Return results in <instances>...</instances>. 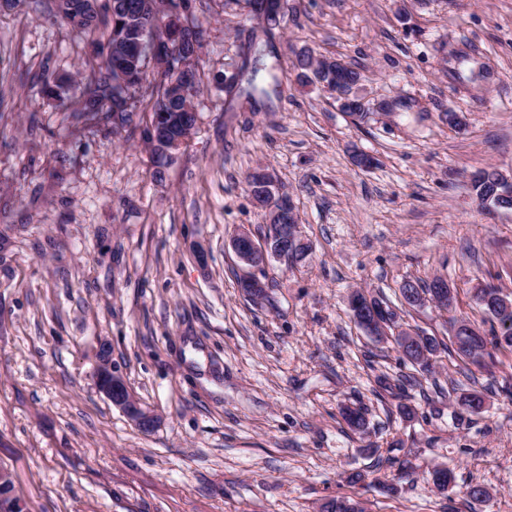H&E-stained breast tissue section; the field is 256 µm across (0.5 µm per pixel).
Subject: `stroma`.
<instances>
[{"label":"stroma","mask_w":512,"mask_h":512,"mask_svg":"<svg viewBox=\"0 0 512 512\" xmlns=\"http://www.w3.org/2000/svg\"><path fill=\"white\" fill-rule=\"evenodd\" d=\"M51 2L0 9V466L25 512H322L336 497L512 512V354L486 371L442 351L423 371L366 336L347 300L383 297L401 329L444 342L445 316L405 306L404 281L446 277L483 331L476 288L512 293V212L470 186L483 169L512 177V0H284L268 32L244 0H191L198 118L160 175L141 135L41 95L43 76L77 77L95 50ZM252 41L278 79L254 110L234 88ZM303 50L363 74L364 117L301 84ZM461 54L481 80L463 81ZM357 152L376 166L356 167ZM259 166L313 251L271 261L257 303L230 240L264 228L245 183ZM104 344L154 431L97 392ZM475 390L486 406L472 414L461 399ZM346 405L364 409V434ZM440 467L455 475L443 492ZM476 482L480 505L464 496Z\"/></svg>","instance_id":"1"}]
</instances>
